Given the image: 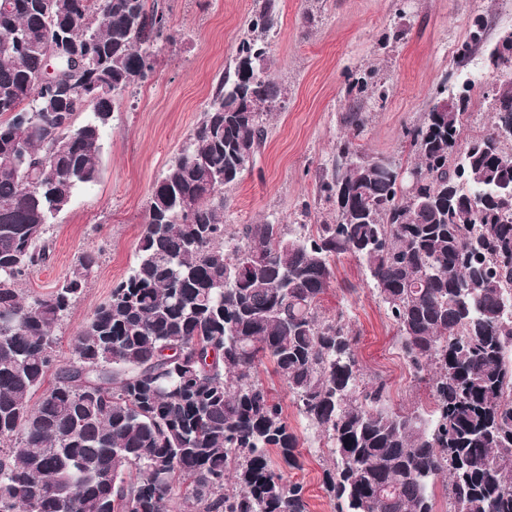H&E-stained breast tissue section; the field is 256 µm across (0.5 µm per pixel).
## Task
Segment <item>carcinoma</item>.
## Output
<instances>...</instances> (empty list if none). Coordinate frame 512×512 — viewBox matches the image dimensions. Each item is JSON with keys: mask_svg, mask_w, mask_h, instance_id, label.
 Listing matches in <instances>:
<instances>
[{"mask_svg": "<svg viewBox=\"0 0 512 512\" xmlns=\"http://www.w3.org/2000/svg\"><path fill=\"white\" fill-rule=\"evenodd\" d=\"M277 26L276 0H258L151 189L135 266L58 366L55 330L99 257L81 253L46 295L20 285L47 259L50 219L100 179L115 92L152 75L175 37L159 0H0V33L15 35L0 48V512H307L284 477L302 454L258 378L266 360L329 449L340 512H434L443 474L448 512H512V153L496 133L512 80L469 140L466 108L434 100L407 132L415 180L345 140L319 185L331 219L228 238L224 187L281 96ZM484 41L474 24L457 64ZM51 42L57 74L38 85ZM342 255L366 268L404 358L430 375L427 415L392 409L386 383L365 382L351 327L319 312Z\"/></svg>", "mask_w": 512, "mask_h": 512, "instance_id": "cac0c4a2", "label": "carcinoma"}]
</instances>
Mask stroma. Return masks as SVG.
I'll use <instances>...</instances> for the list:
<instances>
[{
  "label": "stroma",
  "mask_w": 512,
  "mask_h": 512,
  "mask_svg": "<svg viewBox=\"0 0 512 512\" xmlns=\"http://www.w3.org/2000/svg\"><path fill=\"white\" fill-rule=\"evenodd\" d=\"M164 5L175 43L163 48L153 77L120 94L104 132L100 180L80 187L70 208L47 225L49 256L23 285L32 296L48 293L69 276L81 252L99 253L94 277L56 330V357L63 365L72 359L77 332L113 284L128 275L150 189L198 124L255 0H164ZM277 7L269 72L282 98L263 118L266 139L253 165L224 190V223L231 234L262 221L296 227L329 218L334 205L319 185L331 177L343 137H352L367 155L409 167L407 132L440 88L471 79L463 135L484 133L494 92L512 76L484 64L500 34L512 29V0H277ZM479 18L487 39L467 67H458L457 50ZM375 81L385 83L386 100L372 96ZM355 111L365 118L356 136L347 124ZM332 268L321 312L343 315L349 323L361 367L387 382L393 409L429 411L430 385L402 357L397 329L363 266L345 255ZM260 377L299 437L304 466L290 471L289 480L303 485L308 512H338L322 486L331 462L327 449L319 447L283 381L268 368Z\"/></svg>",
  "instance_id": "1"
}]
</instances>
